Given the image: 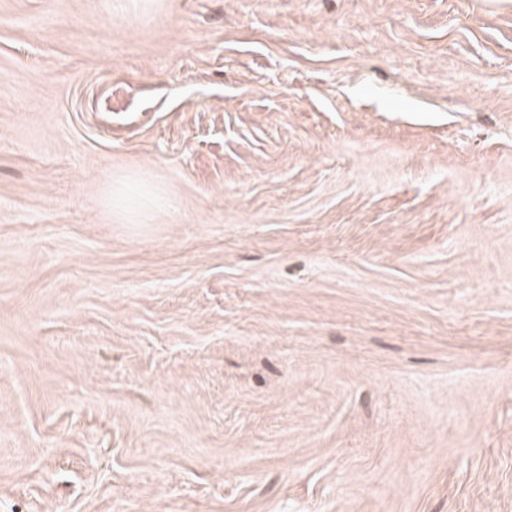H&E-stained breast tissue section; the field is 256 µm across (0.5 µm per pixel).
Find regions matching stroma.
Returning a JSON list of instances; mask_svg holds the SVG:
<instances>
[{
    "mask_svg": "<svg viewBox=\"0 0 512 512\" xmlns=\"http://www.w3.org/2000/svg\"><path fill=\"white\" fill-rule=\"evenodd\" d=\"M0 512H512V0H0Z\"/></svg>",
    "mask_w": 512,
    "mask_h": 512,
    "instance_id": "stroma-1",
    "label": "stroma"
}]
</instances>
